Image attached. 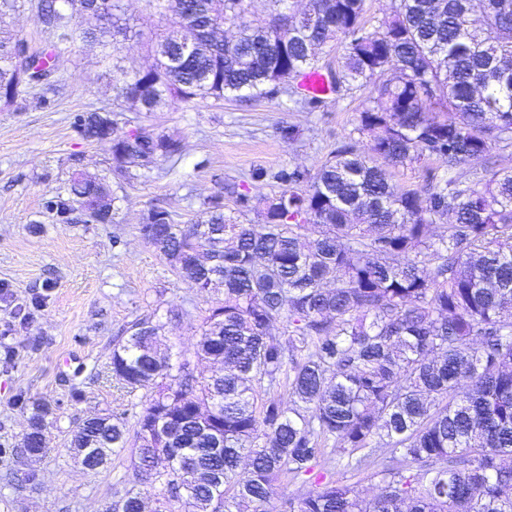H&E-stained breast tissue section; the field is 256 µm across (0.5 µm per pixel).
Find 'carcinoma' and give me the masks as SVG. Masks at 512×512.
I'll use <instances>...</instances> for the list:
<instances>
[{
    "label": "carcinoma",
    "mask_w": 512,
    "mask_h": 512,
    "mask_svg": "<svg viewBox=\"0 0 512 512\" xmlns=\"http://www.w3.org/2000/svg\"><path fill=\"white\" fill-rule=\"evenodd\" d=\"M52 2L38 0L36 13L57 40L29 55L28 80L12 62L23 39L0 31V101L17 102L95 37L61 22ZM147 2L165 29L153 65L121 72L120 86L146 112L174 98H271L318 69L342 36L346 62L331 85H370L373 106L360 112L359 139L315 173L283 169L273 176L279 190L259 198L228 186L254 222L226 217L221 197L188 224L149 210L141 237L179 279L222 288L224 298L208 309L191 359L154 352L165 335L156 313L128 323L112 376L146 399L134 426L93 416L73 447L132 449L156 512H172L173 501L183 512H265L277 495L281 512H512V166L490 165L512 143V0L477 9L472 0H394L382 32L365 29V0H310V15L289 28L280 25L286 0L262 18L248 16L247 0ZM198 22L235 36L187 56L183 31ZM73 124L98 142L103 112L87 109ZM180 153L166 134H116L113 178L121 184L131 167ZM426 156L440 171L424 184L393 181L394 169ZM466 164L481 175L461 171ZM98 193L96 180L78 176L45 208L65 223L78 212L111 224ZM194 361L224 372L200 378ZM52 414L50 401L32 403L22 451H46ZM338 448L352 473L383 477L377 496L327 478ZM312 480L314 490L278 494ZM142 503L132 488L114 505L142 512Z\"/></svg>",
    "instance_id": "carcinoma-1"
}]
</instances>
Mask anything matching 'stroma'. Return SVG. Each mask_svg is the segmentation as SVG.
<instances>
[{
    "label": "stroma",
    "mask_w": 512,
    "mask_h": 512,
    "mask_svg": "<svg viewBox=\"0 0 512 512\" xmlns=\"http://www.w3.org/2000/svg\"><path fill=\"white\" fill-rule=\"evenodd\" d=\"M122 8L131 32L116 58L97 45L76 44L60 62L54 92L37 85L17 103L0 102V512H104L135 485L129 452L89 471L69 451L86 418L130 416L144 400L143 391L127 392L112 376L116 334L155 311L166 324L160 352H190L203 318L223 296L222 289L206 293L172 274L139 235L147 212L159 204L188 223L228 182H244L254 197L270 194L280 169L316 171L370 104L371 89L362 86L331 94L313 109L281 93L140 111L119 97L116 71L150 65L158 20L145 0H122ZM0 22L36 48L57 37L38 23L31 0H18ZM89 108L114 111L121 132L143 127L175 135L183 152L117 184L108 144L84 140L73 125L74 115ZM288 125L298 127L296 140L284 138ZM256 169L263 178L250 179ZM78 172L100 179L114 197V223L65 224L45 209ZM43 397L54 425L47 454L29 467L15 450L30 402ZM30 471L37 487L26 480Z\"/></svg>",
    "instance_id": "stroma-1"
}]
</instances>
